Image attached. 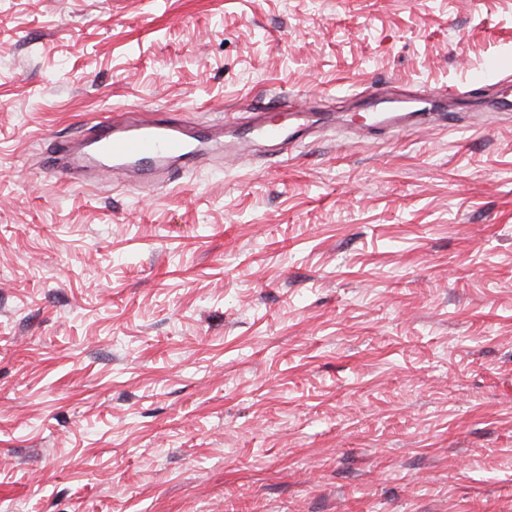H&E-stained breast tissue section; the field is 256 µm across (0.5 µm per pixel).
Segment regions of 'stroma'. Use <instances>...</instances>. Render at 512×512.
Instances as JSON below:
<instances>
[{
    "label": "stroma",
    "mask_w": 512,
    "mask_h": 512,
    "mask_svg": "<svg viewBox=\"0 0 512 512\" xmlns=\"http://www.w3.org/2000/svg\"><path fill=\"white\" fill-rule=\"evenodd\" d=\"M490 61L512 0H0V503L512 512ZM127 110L213 138L52 172Z\"/></svg>",
    "instance_id": "stroma-1"
}]
</instances>
